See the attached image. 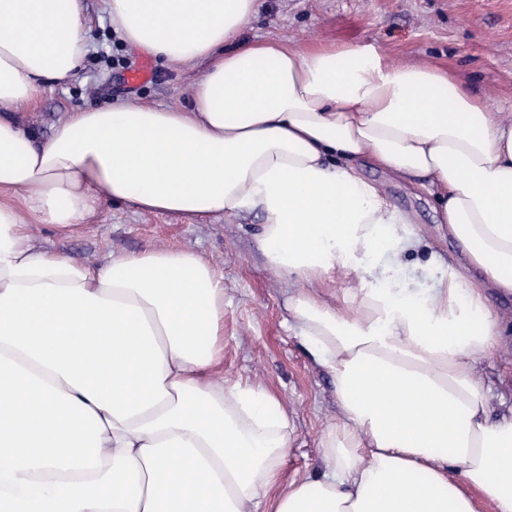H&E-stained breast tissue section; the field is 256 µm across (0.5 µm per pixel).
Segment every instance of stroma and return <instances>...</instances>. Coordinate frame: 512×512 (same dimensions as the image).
<instances>
[{"instance_id": "35a3bbf8", "label": "stroma", "mask_w": 512, "mask_h": 512, "mask_svg": "<svg viewBox=\"0 0 512 512\" xmlns=\"http://www.w3.org/2000/svg\"><path fill=\"white\" fill-rule=\"evenodd\" d=\"M89 52L64 85L43 89L25 124L48 138L69 112L124 101L187 108L207 65L169 66L152 60V81L127 87L124 76L141 51L112 30L107 0H83ZM242 40L276 39L299 49L313 43L372 45L406 62L432 60L448 67L471 90H492L493 106L512 108V0H260ZM414 219L421 248L376 263L395 291L423 295L445 269H459V243L439 222L427 191L392 174L364 167ZM257 217H186L144 213L129 204L102 202L95 216L63 241L76 262L104 261L111 252L140 253L154 246L189 248L210 259L224 276V374L266 387L292 419V448L281 468V487L322 469L320 439L336 415L332 377L313 360L289 327L286 290L256 243Z\"/></svg>"}]
</instances>
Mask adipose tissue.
<instances>
[{"instance_id": "1", "label": "adipose tissue", "mask_w": 512, "mask_h": 512, "mask_svg": "<svg viewBox=\"0 0 512 512\" xmlns=\"http://www.w3.org/2000/svg\"><path fill=\"white\" fill-rule=\"evenodd\" d=\"M124 42L205 61L191 109L16 111L88 53L82 0H0V512H512V401L485 289L512 293V113L431 61L372 46L240 41L259 0H109ZM370 165L418 184L485 278L424 297L374 264L419 240ZM260 215L291 328L336 384L326 465L280 488L288 412L224 375V278L194 250L74 262L102 202ZM355 287L338 288L337 274ZM487 376L492 380L497 392L509 396L512 393V345L508 350L495 357L488 366H486Z\"/></svg>"}]
</instances>
